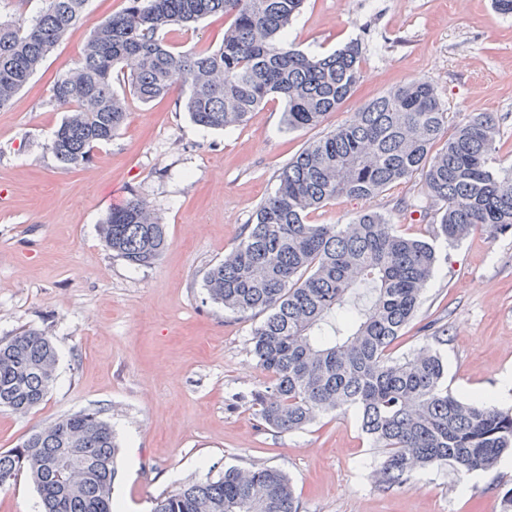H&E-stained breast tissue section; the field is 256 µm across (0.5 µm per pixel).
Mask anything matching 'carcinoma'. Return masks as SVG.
<instances>
[{
    "label": "carcinoma",
    "mask_w": 512,
    "mask_h": 512,
    "mask_svg": "<svg viewBox=\"0 0 512 512\" xmlns=\"http://www.w3.org/2000/svg\"><path fill=\"white\" fill-rule=\"evenodd\" d=\"M304 0H126L91 34L81 59L59 75L49 103L67 112L51 150L81 167L127 120V82L143 103L179 86L198 125L244 123L268 97L286 104L290 130L315 128L354 91L362 51L353 42L327 56L288 44L286 31ZM87 0H43L29 21L0 19V109L30 81L81 19ZM222 14L224 42L177 51L161 34ZM490 112L449 127L433 83L419 79L371 101L348 122L308 142L245 225L241 239L204 276L208 297L233 314L263 316L253 355L267 373L254 392L259 418L281 432L323 414L353 411L383 449L380 483L401 486L417 468L458 475L492 468L512 452V412L448 390L445 365L431 347L402 358L391 349L415 316L437 262L427 240L398 234L374 210L348 224H311L309 214L340 198L370 200L418 176L435 210V237L455 243L477 228L512 232V170L490 166L497 147ZM109 250L134 267L154 264L168 245L165 224L139 198L99 225ZM52 338L23 329L0 340V408L25 414L52 385ZM119 448L93 412L68 414L0 452V489L22 473L42 512H114ZM152 512H298L288 477L274 468H228L217 480L185 484Z\"/></svg>",
    "instance_id": "carcinoma-1"
}]
</instances>
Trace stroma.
<instances>
[{
	"label": "stroma",
	"instance_id": "35a3bbf8",
	"mask_svg": "<svg viewBox=\"0 0 512 512\" xmlns=\"http://www.w3.org/2000/svg\"><path fill=\"white\" fill-rule=\"evenodd\" d=\"M125 0H88L81 21L46 57L13 104L0 110V340L22 329L52 337L58 361L45 401L27 414L0 410V452L59 417L94 412L119 445L113 496L151 512L162 494L225 468L274 467L291 480L299 512H500L512 467L469 475L416 471L379 487L382 460L353 413L328 414L295 432L261 424L251 405L266 374L252 355L259 320L226 312L203 278L238 243L277 175L306 142L349 121L391 88L431 81L452 123L491 112L497 162L512 168V16L492 0H305L287 41L325 56L351 41L363 51L353 94L313 129L291 131L272 97L241 126L195 125L178 95L129 101L126 125L83 167L66 169L50 144L64 114L49 102L95 28ZM215 14L165 42L214 48ZM167 226L160 259L135 268L107 249L98 227L131 197ZM411 208H400V200ZM399 234L433 239L434 206L412 179L374 199H339L310 216L346 224L365 209ZM435 272L394 356L434 345L448 388L512 409V235L478 229L437 243Z\"/></svg>",
	"mask_w": 512,
	"mask_h": 512
}]
</instances>
